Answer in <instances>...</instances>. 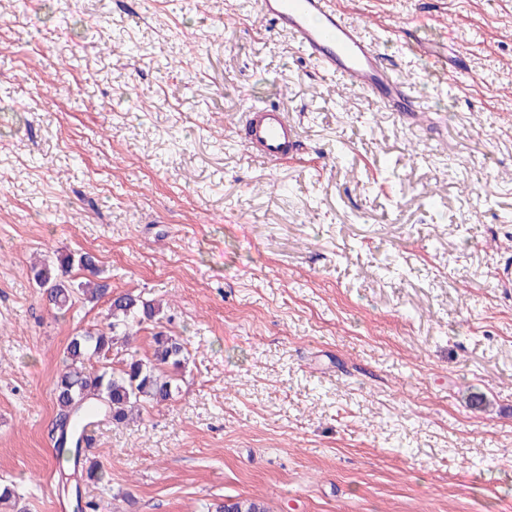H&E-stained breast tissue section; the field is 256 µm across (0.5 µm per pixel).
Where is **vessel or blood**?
Returning <instances> with one entry per match:
<instances>
[{
    "label": "vessel or blood",
    "instance_id": "b4317fda",
    "mask_svg": "<svg viewBox=\"0 0 512 512\" xmlns=\"http://www.w3.org/2000/svg\"><path fill=\"white\" fill-rule=\"evenodd\" d=\"M259 5L264 18L294 36L299 49L322 72L341 77L406 121L416 122L419 105L384 68L377 49L346 20L337 0H259ZM243 125L254 156L268 166H278L300 152L297 128L279 109L251 108Z\"/></svg>",
    "mask_w": 512,
    "mask_h": 512
}]
</instances>
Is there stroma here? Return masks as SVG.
<instances>
[{
  "mask_svg": "<svg viewBox=\"0 0 512 512\" xmlns=\"http://www.w3.org/2000/svg\"><path fill=\"white\" fill-rule=\"evenodd\" d=\"M341 6L421 125L258 0H0V512H76L51 382L107 306L43 300L33 264L68 253L190 353L172 401L88 442L101 512H512V0ZM255 102L299 158L251 155ZM214 508V512H269L261 501L252 498L227 499Z\"/></svg>",
  "mask_w": 512,
  "mask_h": 512,
  "instance_id": "obj_1",
  "label": "stroma"
}]
</instances>
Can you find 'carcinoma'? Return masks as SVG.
<instances>
[{
    "label": "carcinoma",
    "mask_w": 512,
    "mask_h": 512,
    "mask_svg": "<svg viewBox=\"0 0 512 512\" xmlns=\"http://www.w3.org/2000/svg\"><path fill=\"white\" fill-rule=\"evenodd\" d=\"M85 272L86 282L71 278L73 267ZM99 276L96 260L84 253L67 255L47 262L34 271L35 282L47 301L58 311H69L77 301L97 303L107 300V324L101 329L73 336L64 352L63 366L53 379L57 415L55 455L61 462L80 471L83 480L108 483L102 466L81 455L78 425L95 415L113 424L126 423L134 413L149 405L172 400L179 391L177 376L187 364L185 347L179 337L165 331L152 336V352L136 354L112 366L108 354L119 339L129 340L147 322H161L160 305L131 293L110 294L107 285L94 281ZM100 363L94 371L91 360ZM214 512H268L264 504L252 498L227 499Z\"/></svg>",
    "instance_id": "cac0c4a2"
}]
</instances>
